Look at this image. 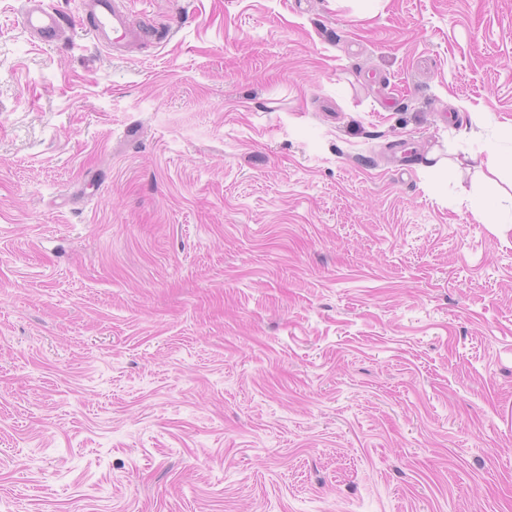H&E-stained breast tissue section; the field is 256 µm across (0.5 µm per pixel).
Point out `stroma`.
I'll list each match as a JSON object with an SVG mask.
<instances>
[{
	"label": "stroma",
	"mask_w": 512,
	"mask_h": 512,
	"mask_svg": "<svg viewBox=\"0 0 512 512\" xmlns=\"http://www.w3.org/2000/svg\"><path fill=\"white\" fill-rule=\"evenodd\" d=\"M0 0V512H512V0ZM447 169H430L432 151ZM23 25L40 42L55 40L63 31L58 11L46 0H25ZM119 3V0L82 1V13L90 19V23L86 26L83 18L80 19V23L101 45L109 46L111 34L115 42H132L141 37V32L131 26L128 15ZM482 153L485 155V159L482 163L485 165L488 172L492 174H498L504 169L512 172V154L505 156L497 144L487 143L482 148ZM462 202H465L467 209L472 214L474 220L479 224H495L502 231L512 230V213L508 221H500L493 217V209L488 199L472 194L467 190L462 191Z\"/></svg>",
	"instance_id": "obj_1"
}]
</instances>
